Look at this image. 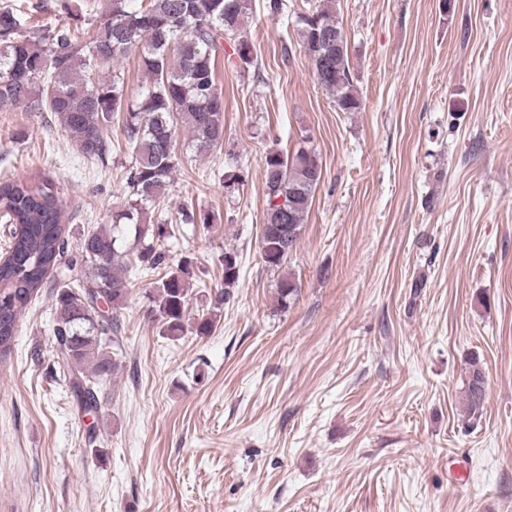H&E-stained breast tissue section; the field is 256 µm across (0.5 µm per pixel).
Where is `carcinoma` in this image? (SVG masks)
I'll return each instance as SVG.
<instances>
[{
    "label": "carcinoma",
    "instance_id": "1",
    "mask_svg": "<svg viewBox=\"0 0 512 512\" xmlns=\"http://www.w3.org/2000/svg\"><path fill=\"white\" fill-rule=\"evenodd\" d=\"M59 8L67 21L50 30L28 28L21 9L0 8V112H51L86 161H102L112 150L109 131L121 123L128 146L127 202L112 214V227L79 238L69 252V230L60 187L47 177L0 182V220L13 226L8 251L0 257V358L15 346L23 311L55 272L53 336L57 357L69 369L72 389L85 412H96V385L117 367L114 344L121 332L118 311L132 281L127 273L157 274L148 294L149 310L163 335L184 332L189 304L191 264L170 265L167 223L152 221L180 159L175 149L178 123L191 132L199 155L224 145V96L215 66L232 49L241 64L251 65L254 47L246 22L253 0H111L105 19L82 27L69 0ZM300 45L309 56L318 85L343 112H358L361 101L350 72L349 47L335 0H320L299 16ZM318 33H337L341 47L327 48ZM140 49L144 91L126 95L124 78L113 64L131 48ZM263 176L267 191L261 254L271 268L283 265L298 240L288 228L302 230L322 178L316 155L303 147L270 151ZM217 216L187 209L182 223L214 224ZM133 247H127L128 236ZM224 288L214 297L219 308L240 276L236 253L224 252ZM80 265L84 278L66 271ZM285 305L300 286L290 275L276 283ZM487 379L480 357L465 362L463 394L469 416L482 415Z\"/></svg>",
    "mask_w": 512,
    "mask_h": 512
}]
</instances>
